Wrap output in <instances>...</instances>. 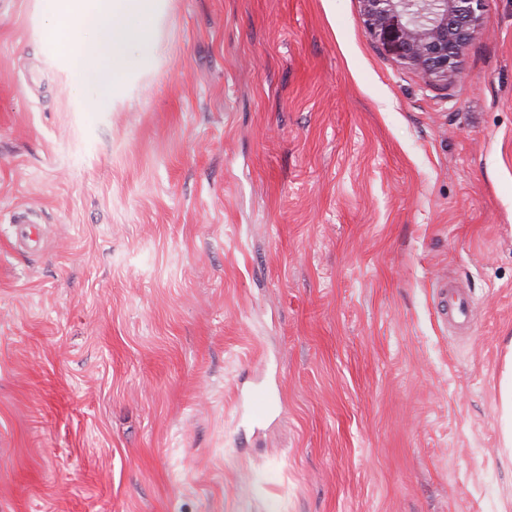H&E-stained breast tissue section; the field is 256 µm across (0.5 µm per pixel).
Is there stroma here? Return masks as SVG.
Here are the masks:
<instances>
[{"label":"stroma","mask_w":512,"mask_h":512,"mask_svg":"<svg viewBox=\"0 0 512 512\" xmlns=\"http://www.w3.org/2000/svg\"><path fill=\"white\" fill-rule=\"evenodd\" d=\"M44 24L0 0V512H501L512 0L436 85L359 0H165L95 110ZM12 224L15 225V237L22 240L27 245L38 246L40 239V229L31 215L27 211L17 213L16 220ZM434 293L443 325L455 336H467L474 323V304L468 290L447 276L438 281Z\"/></svg>","instance_id":"obj_1"}]
</instances>
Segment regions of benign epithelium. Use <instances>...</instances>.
<instances>
[{
  "label": "benign epithelium",
  "instance_id": "benign-epithelium-1",
  "mask_svg": "<svg viewBox=\"0 0 512 512\" xmlns=\"http://www.w3.org/2000/svg\"><path fill=\"white\" fill-rule=\"evenodd\" d=\"M367 34L428 82H446L490 0H360Z\"/></svg>",
  "mask_w": 512,
  "mask_h": 512
}]
</instances>
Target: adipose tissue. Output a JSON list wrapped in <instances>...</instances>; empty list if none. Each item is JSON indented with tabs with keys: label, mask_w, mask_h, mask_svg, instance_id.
<instances>
[{
	"label": "adipose tissue",
	"mask_w": 512,
	"mask_h": 512,
	"mask_svg": "<svg viewBox=\"0 0 512 512\" xmlns=\"http://www.w3.org/2000/svg\"><path fill=\"white\" fill-rule=\"evenodd\" d=\"M163 0H41L47 19L44 39L68 59L75 75L72 90L83 95L94 86L105 96L113 75L148 68L159 50L148 23ZM90 36L92 48L75 45L78 35Z\"/></svg>",
	"instance_id": "1"
}]
</instances>
